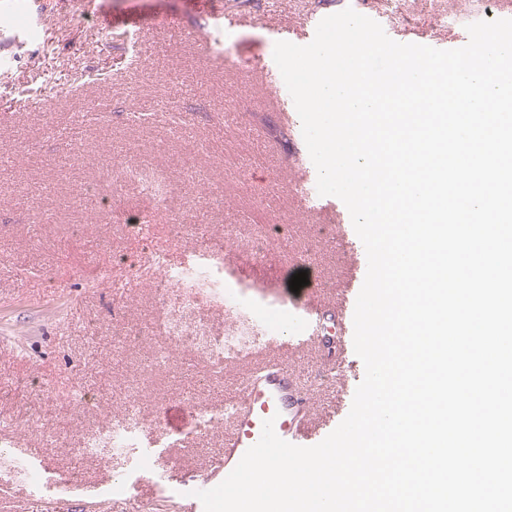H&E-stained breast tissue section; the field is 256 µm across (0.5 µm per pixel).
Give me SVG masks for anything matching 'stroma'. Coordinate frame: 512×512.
Segmentation results:
<instances>
[{
    "mask_svg": "<svg viewBox=\"0 0 512 512\" xmlns=\"http://www.w3.org/2000/svg\"><path fill=\"white\" fill-rule=\"evenodd\" d=\"M505 0H0V512H204L193 482L222 456L224 405L254 366L285 364L298 380L313 434L347 411L365 367L344 381L330 374L345 353L322 339L299 348L267 345L224 300V272L201 249L236 232L224 260L241 286L263 288L270 305L310 302L333 327L348 269L336 235L318 226L350 223L334 196L308 204L295 194L311 158L286 87L267 84L270 33L312 41L321 19L353 8L400 43L450 49L465 43L461 20L500 18ZM232 65H225V56ZM177 106L175 125L162 109ZM110 112L106 123L89 107ZM75 128L73 139L56 131ZM133 165L165 180L164 200L132 182L111 207L91 193L113 168ZM147 227L150 252L118 219ZM198 227L173 238L172 218ZM266 232L260 255L250 241ZM141 264L127 280L112 263ZM167 269H208L199 298L154 288L155 258ZM302 263L310 289L292 292ZM189 309L212 335L249 338L215 365L204 351L160 332L162 310ZM97 320L87 333L88 320ZM41 379L49 397L32 401L20 381ZM202 404L219 420L168 432L166 411ZM129 437L127 448L83 451L84 442Z\"/></svg>",
    "mask_w": 512,
    "mask_h": 512,
    "instance_id": "35a3bbf8",
    "label": "stroma"
}]
</instances>
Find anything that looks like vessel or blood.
<instances>
[{
	"label": "vessel or blood",
	"instance_id": "vessel-or-blood-1",
	"mask_svg": "<svg viewBox=\"0 0 512 512\" xmlns=\"http://www.w3.org/2000/svg\"><path fill=\"white\" fill-rule=\"evenodd\" d=\"M321 328L316 309L306 306L287 326L270 325L271 339L288 340L304 345L313 340ZM240 400L230 409L231 431L224 441V458L215 473L229 475L245 452L255 445L266 419H273L276 434L291 444L310 439L311 433L303 419L298 418L295 385L281 364H262L251 369L240 381Z\"/></svg>",
	"mask_w": 512,
	"mask_h": 512
}]
</instances>
